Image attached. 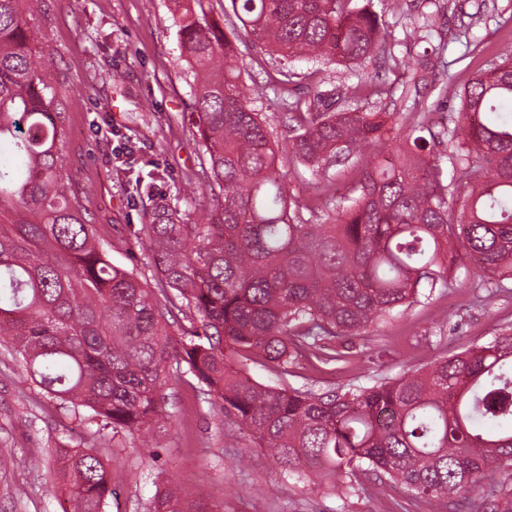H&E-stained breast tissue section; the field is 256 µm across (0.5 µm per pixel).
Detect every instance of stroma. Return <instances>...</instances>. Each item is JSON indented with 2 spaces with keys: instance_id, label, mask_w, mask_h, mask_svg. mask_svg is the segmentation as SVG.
Returning a JSON list of instances; mask_svg holds the SVG:
<instances>
[{
  "instance_id": "stroma-1",
  "label": "stroma",
  "mask_w": 512,
  "mask_h": 512,
  "mask_svg": "<svg viewBox=\"0 0 512 512\" xmlns=\"http://www.w3.org/2000/svg\"><path fill=\"white\" fill-rule=\"evenodd\" d=\"M173 8L172 0H42L30 21L53 59L50 82L66 88L61 100L72 182L90 189L87 206L113 263L151 288L157 275L149 244L136 236L153 205L146 184L156 182L186 224L201 223L214 203ZM370 8L384 22V58L338 68L297 61L285 87L276 80L279 60L236 28L230 0H210L208 18L221 29L235 28L241 79L259 91L251 105L267 116L279 141L289 136V102L354 86L358 108L393 113L397 132L409 131L416 112L428 113L436 126L451 125L460 91L494 59L501 41H512V0H371ZM430 14L442 37L428 43L414 28ZM277 167L298 198L328 190L327 177L311 174L286 153H278ZM473 280L460 272L420 302L337 340L341 361H301L285 379L272 366L245 360L242 373L268 386L344 391L486 343L512 326V291L490 295ZM162 394L164 425L147 448L139 433L79 422L28 380L10 344L0 345V456L14 460L0 469V512H60L58 458L61 449L76 446L97 449L109 460L119 512H147L156 491L173 482L197 498L223 503L224 512H446L441 502L416 501L369 480L343 496L282 477L247 430L216 412L213 398L189 375L173 376Z\"/></svg>"
}]
</instances>
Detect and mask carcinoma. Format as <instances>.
Instances as JSON below:
<instances>
[{
  "mask_svg": "<svg viewBox=\"0 0 512 512\" xmlns=\"http://www.w3.org/2000/svg\"><path fill=\"white\" fill-rule=\"evenodd\" d=\"M260 44L285 61L357 63L385 53L379 16L359 0H231ZM39 0H0V142L22 158L0 164V342L51 397L102 428L149 432L164 418L161 389L185 371L224 415L246 427L280 474L346 495L374 474L421 499L463 498L512 470V329L397 379L340 393L264 386L239 357L288 365L339 356L328 338L353 336L421 289L448 285L467 259L478 288L512 279V45L464 87L445 168L420 118L391 134L387 112L289 104L287 149L323 172L363 175L337 201L301 204L278 172L266 117L241 81L234 32L209 23L205 0L173 19L180 55L197 77L191 103L217 204L182 224L157 202L139 233L159 287L112 263L88 220L87 197L64 165L67 132L49 111L47 53L29 26ZM381 143L394 159L370 160ZM309 216H304V212ZM187 306L202 331L176 339L160 305ZM73 512H107L108 464L90 448L61 455ZM512 512V484L487 507ZM149 512H224L169 486Z\"/></svg>",
  "mask_w": 512,
  "mask_h": 512,
  "instance_id": "obj_1",
  "label": "carcinoma"
}]
</instances>
